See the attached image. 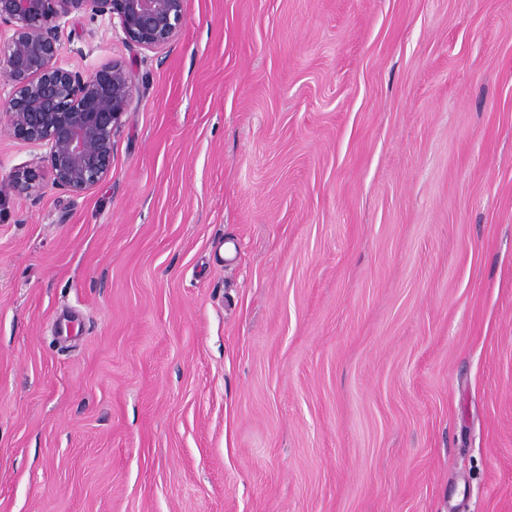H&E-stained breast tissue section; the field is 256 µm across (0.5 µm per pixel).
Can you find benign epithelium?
Masks as SVG:
<instances>
[{
    "mask_svg": "<svg viewBox=\"0 0 512 512\" xmlns=\"http://www.w3.org/2000/svg\"><path fill=\"white\" fill-rule=\"evenodd\" d=\"M185 0H0V77L10 87L0 115L13 134L45 143L55 184L80 193L112 169V134L128 112L132 82L114 64L91 73L63 69L60 22L76 11L108 13L126 42L146 49L170 44L185 22ZM34 169L14 175L13 186L30 191Z\"/></svg>",
    "mask_w": 512,
    "mask_h": 512,
    "instance_id": "obj_1",
    "label": "benign epithelium"
}]
</instances>
